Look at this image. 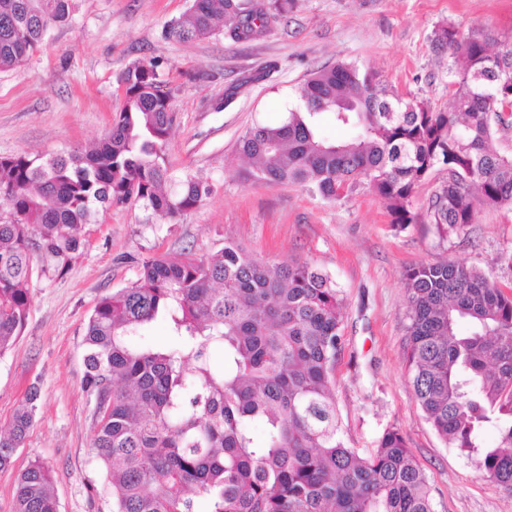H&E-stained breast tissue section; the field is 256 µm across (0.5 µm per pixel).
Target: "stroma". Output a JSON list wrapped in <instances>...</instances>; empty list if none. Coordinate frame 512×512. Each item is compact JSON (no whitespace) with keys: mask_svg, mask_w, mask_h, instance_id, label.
<instances>
[{"mask_svg":"<svg viewBox=\"0 0 512 512\" xmlns=\"http://www.w3.org/2000/svg\"><path fill=\"white\" fill-rule=\"evenodd\" d=\"M192 0H74L22 66L0 70V157L44 159L97 146L124 100L130 66L153 61L171 91L174 177L210 184L201 206L171 220L142 203L98 206L65 275L35 271L22 335L0 357V427L29 387L34 426L12 467L0 471V512H13L18 475L36 459L53 470L59 512H110L95 493L101 475L90 446L93 410L83 391L85 323L98 300L138 277L140 258L203 256L233 240L271 265L310 262L344 295L336 407L348 446L367 456L398 428L424 471L436 512H512V490L489 481L446 444L418 405L406 362L409 318L403 274L452 259L491 274L512 293V210L483 209L475 224L440 238L433 225L394 228L366 188L328 203L298 185L238 177L239 141L254 125L280 123L309 74L348 62L378 71L388 88L434 106L448 103V54L430 35L454 24L512 37V0H294L255 39L223 32L190 43L168 25Z\"/></svg>","mask_w":512,"mask_h":512,"instance_id":"35a3bbf8","label":"stroma"}]
</instances>
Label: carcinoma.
<instances>
[{
	"instance_id": "obj_1",
	"label": "carcinoma",
	"mask_w": 512,
	"mask_h": 512,
	"mask_svg": "<svg viewBox=\"0 0 512 512\" xmlns=\"http://www.w3.org/2000/svg\"><path fill=\"white\" fill-rule=\"evenodd\" d=\"M72 4L0 0V68L38 51ZM291 4L193 0L167 34L202 40L222 23L231 38L251 39ZM431 43L448 51V108L405 99L350 63L319 68L282 123L242 136L248 176L297 184L329 203L365 186L402 230L420 219L416 187L443 167L448 179L427 209L442 238L475 223L482 208L512 210V152L491 147L512 129L500 93L512 83V39L462 37L448 24ZM494 43L496 77L483 68ZM120 83L123 107L97 148L0 157V357L25 326L35 264L65 273L97 205L133 199L175 220L211 193L170 173L173 118L156 65L135 64ZM326 114L351 137L323 136ZM139 267L136 281L97 302L82 339L91 452L103 475L93 490L112 496V512H198L202 500L209 512H436L399 430H385L367 457L344 441L333 392L344 297L327 273L308 262L272 267L230 240L206 257L150 256ZM404 280L405 361L418 404L484 477L512 488V296L486 272L448 259L412 266ZM159 318L173 343H140ZM37 400L30 389L0 430V470L24 446ZM489 425L501 434L495 448L478 442ZM13 512H58L48 464L36 460L19 475Z\"/></svg>"
}]
</instances>
